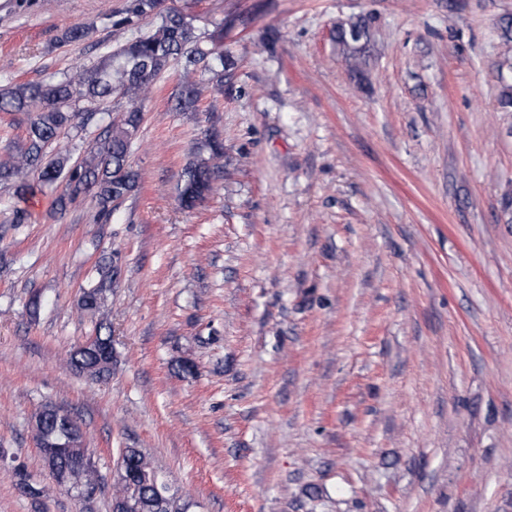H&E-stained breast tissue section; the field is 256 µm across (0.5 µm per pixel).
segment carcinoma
Here are the masks:
<instances>
[{"label":"carcinoma","mask_w":512,"mask_h":512,"mask_svg":"<svg viewBox=\"0 0 512 512\" xmlns=\"http://www.w3.org/2000/svg\"><path fill=\"white\" fill-rule=\"evenodd\" d=\"M160 22L111 53L75 67L58 79L12 83L0 88V112L20 114L27 119L25 144L11 160L0 164V181L12 183L17 196L27 201L59 180L65 192L55 200L63 212L68 204L84 195L92 199L99 217L107 219L112 210L137 191L138 173L129 163L131 140L143 119L142 103L152 92L154 80L163 72L180 74L181 83L171 110L196 112L207 91H224V70L235 65L224 52V32L235 26L236 18H226L212 33L200 32L186 15L165 7L164 0H126L122 9L105 15L115 25L135 26L145 20ZM369 28L361 18L336 23V42L345 50L349 72L360 73L364 42ZM117 96L126 99L120 118L110 120L85 149L79 162H71L70 152L47 157L46 149L58 139L75 118L82 102L104 103ZM211 156L190 163L182 174L180 204L193 210L214 191L215 164L223 157L222 145L208 142ZM105 289L83 291L79 308L92 316L103 314ZM71 368L91 379H104L112 373V331L99 322L95 336L77 346L69 357ZM39 444L64 442L67 447L54 457L50 466L70 473L75 485L89 486L98 481L97 472L80 470L76 464L86 452L84 439L68 437L65 418L58 406L43 405L34 416ZM15 487L33 503L46 497L45 487L35 483L26 469L14 466ZM112 499L123 504L120 512H186L172 493L166 475L156 469L138 448H125L114 479Z\"/></svg>","instance_id":"obj_1"}]
</instances>
